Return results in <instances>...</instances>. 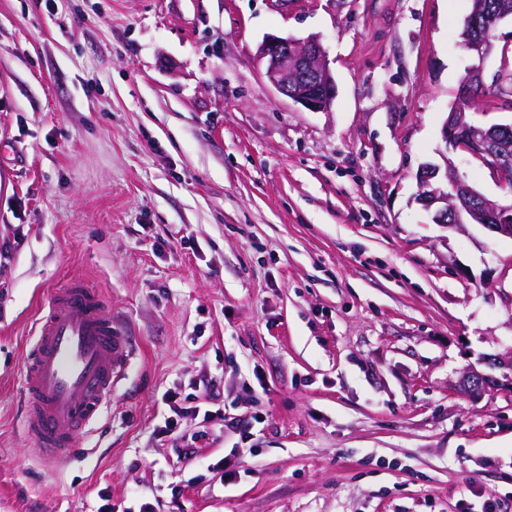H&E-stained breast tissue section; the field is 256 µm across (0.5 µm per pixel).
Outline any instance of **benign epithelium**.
<instances>
[{"label":"benign epithelium","mask_w":512,"mask_h":512,"mask_svg":"<svg viewBox=\"0 0 512 512\" xmlns=\"http://www.w3.org/2000/svg\"><path fill=\"white\" fill-rule=\"evenodd\" d=\"M493 52L489 39L479 40L470 47L480 64H473L462 84L484 83V63ZM257 58L273 88L310 112L328 110L336 97V82L324 50L315 37L305 40L270 35L257 49ZM512 124L478 123L464 112L463 100L451 105L441 129L445 150L440 156L445 163V178L438 179L440 166L427 164L419 175L417 201L427 211L434 212L436 224H450L461 229L466 224H480L498 236L512 238V206L498 205L477 193L462 179L448 157V151L464 152L485 166L502 185L512 178V151L502 144L501 133L511 130ZM495 376L474 367L466 369L458 381L459 393L476 399L491 389L512 393V355H493L483 359Z\"/></svg>","instance_id":"benign-epithelium-1"}]
</instances>
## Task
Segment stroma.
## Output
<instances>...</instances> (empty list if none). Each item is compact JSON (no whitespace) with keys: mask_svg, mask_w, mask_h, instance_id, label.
Returning a JSON list of instances; mask_svg holds the SVG:
<instances>
[{"mask_svg":"<svg viewBox=\"0 0 512 512\" xmlns=\"http://www.w3.org/2000/svg\"><path fill=\"white\" fill-rule=\"evenodd\" d=\"M471 0H0V512H512V239L433 223L423 165L473 59ZM318 37L310 112L257 61ZM458 172L512 205L476 159ZM101 288L136 341L67 467L18 427L40 303ZM204 456L158 435L166 391ZM261 415L248 437L226 427ZM228 457L224 483L211 463ZM483 363L490 369L499 370L500 376L470 367L463 372L458 381L459 393L470 399L480 398L491 389L512 393V352L508 357L493 355L483 358Z\"/></svg>","mask_w":512,"mask_h":512,"instance_id":"stroma-1","label":"stroma"}]
</instances>
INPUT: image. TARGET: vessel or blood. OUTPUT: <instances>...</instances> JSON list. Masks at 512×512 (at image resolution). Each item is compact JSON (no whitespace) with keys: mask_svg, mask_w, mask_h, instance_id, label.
Returning a JSON list of instances; mask_svg holds the SVG:
<instances>
[{"mask_svg":"<svg viewBox=\"0 0 512 512\" xmlns=\"http://www.w3.org/2000/svg\"><path fill=\"white\" fill-rule=\"evenodd\" d=\"M108 308L104 293L82 279L50 292L41 304L25 355L21 428L48 469L80 453L130 366L132 338Z\"/></svg>","mask_w":512,"mask_h":512,"instance_id":"obj_1","label":"vessel or blood"}]
</instances>
